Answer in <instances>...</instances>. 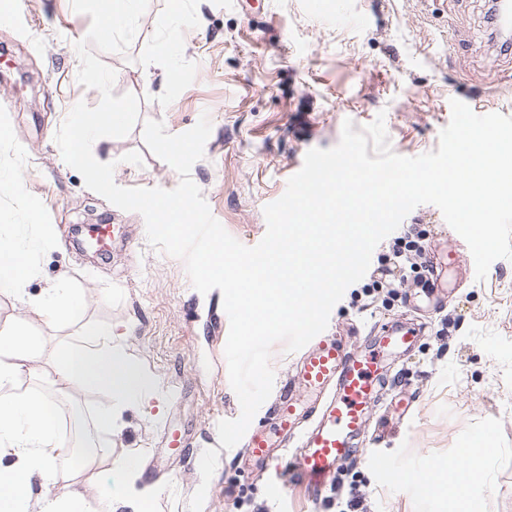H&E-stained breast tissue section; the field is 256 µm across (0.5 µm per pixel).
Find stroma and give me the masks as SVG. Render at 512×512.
Masks as SVG:
<instances>
[{
    "mask_svg": "<svg viewBox=\"0 0 512 512\" xmlns=\"http://www.w3.org/2000/svg\"><path fill=\"white\" fill-rule=\"evenodd\" d=\"M149 0L126 52H103L116 72L114 96L139 98L138 120L123 138H104L94 157L114 163V181L131 188L177 187L180 177L146 146V121L167 133L191 129L209 115L204 156L191 169L212 215L245 246L265 236L264 207L276 201L308 150L329 149L345 120L355 127L385 113L394 152L437 150L451 119L450 97L472 110L512 116V55L489 23V0ZM0 21V173L23 194L0 186L1 224H51L65 242L38 258L29 295L71 277L82 305L67 322L49 323L27 305L0 296V330L28 325L42 351L18 390L48 392L60 436L83 434L97 451L133 455L143 466L138 487L153 485L154 512H450L452 501L431 475L473 439L488 443L480 459L485 484L470 490L473 512H512V261L492 263L484 280L467 265L428 271L453 245L455 231L434 205L403 220L425 247V266L407 280L388 276L371 291L349 286L331 311L327 333L349 351L374 349L382 323L415 327L416 340L389 361L390 382L371 410L388 432L359 434L363 457L346 463L323 495L291 474L283 482L244 468L243 446L224 449L221 420L240 416L224 348L229 319L220 290L198 292L183 260L152 247L143 217L88 189L67 165L54 136L77 102L97 106L98 90L80 85L74 48L91 18L71 0H11ZM136 151L142 165L123 162ZM120 224L126 229L109 259L66 237L69 228ZM113 327L164 402L128 408L120 432L106 436L100 411L118 397L101 387L52 392L46 374L55 350L78 340L85 324ZM405 402L407 411L396 409ZM387 459L389 467L378 466ZM400 471L411 472L407 481Z\"/></svg>",
    "mask_w": 512,
    "mask_h": 512,
    "instance_id": "stroma-1",
    "label": "stroma"
}]
</instances>
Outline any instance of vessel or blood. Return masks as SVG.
Here are the masks:
<instances>
[{
  "label": "vessel or blood",
  "mask_w": 512,
  "mask_h": 512,
  "mask_svg": "<svg viewBox=\"0 0 512 512\" xmlns=\"http://www.w3.org/2000/svg\"><path fill=\"white\" fill-rule=\"evenodd\" d=\"M491 25L512 31V0H494ZM413 333L396 322L384 324L375 349L348 351L332 335L316 337L295 363L274 406L271 432L251 431L245 454L271 476H279L275 439L301 435L294 469L313 487L323 489L353 452L351 439L363 430L375 402L387 357L406 350Z\"/></svg>",
  "instance_id": "obj_1"
}]
</instances>
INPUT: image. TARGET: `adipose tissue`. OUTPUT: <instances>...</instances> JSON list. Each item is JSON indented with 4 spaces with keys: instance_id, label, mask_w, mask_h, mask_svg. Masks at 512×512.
<instances>
[{
    "instance_id": "adipose-tissue-1",
    "label": "adipose tissue",
    "mask_w": 512,
    "mask_h": 512,
    "mask_svg": "<svg viewBox=\"0 0 512 512\" xmlns=\"http://www.w3.org/2000/svg\"><path fill=\"white\" fill-rule=\"evenodd\" d=\"M56 244V232L48 224H16L0 233V294L31 303L38 315L63 322L81 302L71 280L45 288L35 300L27 293L37 273L38 255ZM40 348L38 337L24 327L0 331V512H84L78 488L57 496L47 492L58 481L62 458L52 402L38 389L13 391L18 375ZM50 383L62 394L78 386H103L119 394L120 407L101 416L113 431L122 428L124 409L136 405L151 386L115 343L113 331L93 325L85 327L80 340L55 353Z\"/></svg>"
}]
</instances>
